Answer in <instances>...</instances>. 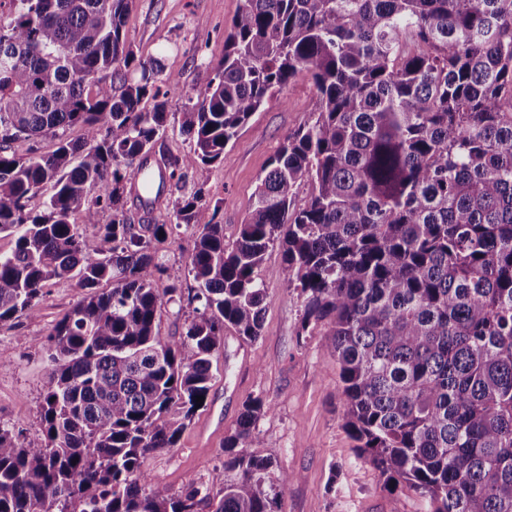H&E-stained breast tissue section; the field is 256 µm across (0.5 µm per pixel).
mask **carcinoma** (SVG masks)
<instances>
[{
	"label": "carcinoma",
	"mask_w": 512,
	"mask_h": 512,
	"mask_svg": "<svg viewBox=\"0 0 512 512\" xmlns=\"http://www.w3.org/2000/svg\"><path fill=\"white\" fill-rule=\"evenodd\" d=\"M132 3L0 0V325L35 316L53 282L83 290L44 342V442L0 422V512H276L295 474L257 452L259 396L224 436L222 495L144 469L209 396L224 328L261 335L274 245L303 299L298 336H328L345 426L384 489L425 512H512V0H242L208 94L182 112L193 149L161 157L173 186L302 72L313 118L233 243L201 222L202 193L176 198L194 236L177 267L151 250L168 225L124 214L122 171L147 161L168 104L161 60L127 41ZM47 137L50 153L12 151ZM187 276L202 307L162 336Z\"/></svg>",
	"instance_id": "obj_1"
}]
</instances>
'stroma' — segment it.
Masks as SVG:
<instances>
[{
    "instance_id": "obj_1",
    "label": "stroma",
    "mask_w": 512,
    "mask_h": 512,
    "mask_svg": "<svg viewBox=\"0 0 512 512\" xmlns=\"http://www.w3.org/2000/svg\"><path fill=\"white\" fill-rule=\"evenodd\" d=\"M241 5L242 0H136L126 16L124 30L136 55L161 58L165 73L179 80L156 155L180 158L190 152L180 132L181 113L186 104L203 99L224 60V33ZM314 93L309 75L298 74L252 115L223 160L188 171L187 191H202L208 203L202 221L223 224L225 242L235 241L279 147L310 120ZM172 207L168 201L148 211L134 190L124 195L129 223L168 225L167 235L153 240V251L165 264L180 265L187 262L194 237L191 230L172 228ZM257 274L266 288L260 337L245 343L225 329L212 359L206 406L197 410L176 448L150 454L145 469L174 491L194 481L220 492L224 437L234 430L244 402L259 396L272 406L257 424L263 453L279 471L295 475L282 492L280 512H422L413 492L388 493L378 471L357 458L337 393L339 366L321 334L299 339L302 300L288 285L280 249L267 251ZM82 295L74 281H57L44 289L36 317L0 326V420L20 430L22 443L44 439L39 410L50 366L40 342Z\"/></svg>"
}]
</instances>
